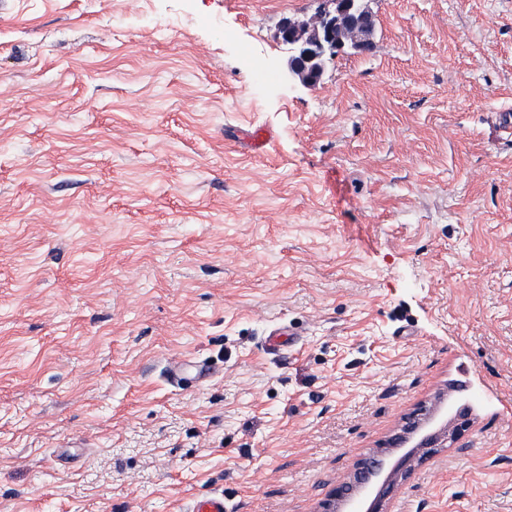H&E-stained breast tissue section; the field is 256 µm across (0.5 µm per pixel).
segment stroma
<instances>
[{
  "mask_svg": "<svg viewBox=\"0 0 512 512\" xmlns=\"http://www.w3.org/2000/svg\"><path fill=\"white\" fill-rule=\"evenodd\" d=\"M316 6L0 0V512H318L462 385L390 512H512V0H371L306 89ZM365 0H318L309 18L283 17L275 38L289 47L288 79L312 89L324 79L326 65L350 49L368 51L372 19ZM189 512H230L223 493H207L196 497Z\"/></svg>",
  "mask_w": 512,
  "mask_h": 512,
  "instance_id": "35a3bbf8",
  "label": "stroma"
}]
</instances>
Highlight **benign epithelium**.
Here are the masks:
<instances>
[{
    "mask_svg": "<svg viewBox=\"0 0 512 512\" xmlns=\"http://www.w3.org/2000/svg\"><path fill=\"white\" fill-rule=\"evenodd\" d=\"M372 19L364 0H318L315 14L280 20L275 38L289 47L288 79L312 89L324 79L326 65L338 53L367 51ZM475 397L465 403L448 402L446 413L457 427L450 430L436 415L415 413L389 441L392 448L414 442L396 460L380 453L358 461L348 481L336 487L321 504V512H388L387 505L398 483L406 481L415 466L438 449L456 441L468 426Z\"/></svg>",
    "mask_w": 512,
    "mask_h": 512,
    "instance_id": "obj_1",
    "label": "benign epithelium"
}]
</instances>
